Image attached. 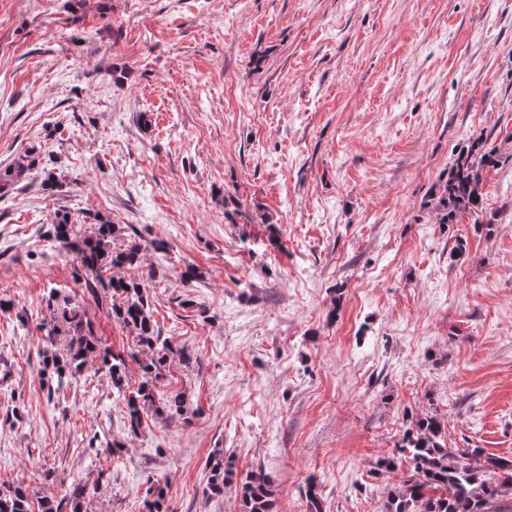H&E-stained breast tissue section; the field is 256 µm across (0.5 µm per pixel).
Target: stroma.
Masks as SVG:
<instances>
[{
	"instance_id": "35a3bbf8",
	"label": "stroma",
	"mask_w": 512,
	"mask_h": 512,
	"mask_svg": "<svg viewBox=\"0 0 512 512\" xmlns=\"http://www.w3.org/2000/svg\"><path fill=\"white\" fill-rule=\"evenodd\" d=\"M478 137L501 159L483 211L439 223L431 189ZM31 151L62 186L0 191V485L37 504L75 477L83 512H144L156 481L169 512H240L207 492L220 448L276 512H306L310 476L327 512H383L400 474L376 462L431 413L512 458V0H0V174ZM58 212L167 243L129 274L182 416L130 435L92 363L47 392L50 289L135 345L51 248Z\"/></svg>"
}]
</instances>
